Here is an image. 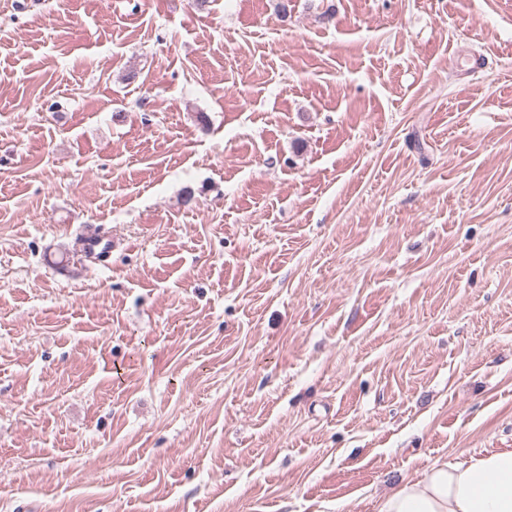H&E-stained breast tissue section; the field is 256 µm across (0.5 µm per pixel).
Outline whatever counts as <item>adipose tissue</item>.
I'll use <instances>...</instances> for the list:
<instances>
[{
    "instance_id": "adipose-tissue-1",
    "label": "adipose tissue",
    "mask_w": 512,
    "mask_h": 512,
    "mask_svg": "<svg viewBox=\"0 0 512 512\" xmlns=\"http://www.w3.org/2000/svg\"><path fill=\"white\" fill-rule=\"evenodd\" d=\"M377 512H512V449L441 459L379 499Z\"/></svg>"
}]
</instances>
